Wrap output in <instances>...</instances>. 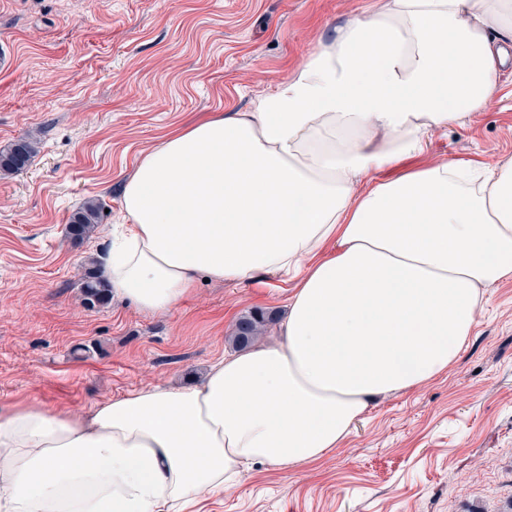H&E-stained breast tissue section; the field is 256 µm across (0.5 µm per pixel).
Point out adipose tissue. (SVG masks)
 <instances>
[{
	"instance_id": "1",
	"label": "adipose tissue",
	"mask_w": 512,
	"mask_h": 512,
	"mask_svg": "<svg viewBox=\"0 0 512 512\" xmlns=\"http://www.w3.org/2000/svg\"><path fill=\"white\" fill-rule=\"evenodd\" d=\"M511 41L512 0H378L251 108L144 153L105 248L115 295L166 313L203 278L292 272L282 341L85 421L0 408V512H191L250 463L318 461L377 397L446 372L485 288L512 279V158L402 165L488 109Z\"/></svg>"
}]
</instances>
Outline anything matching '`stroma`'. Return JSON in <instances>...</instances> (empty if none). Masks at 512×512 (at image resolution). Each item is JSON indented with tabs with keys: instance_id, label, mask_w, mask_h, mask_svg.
Listing matches in <instances>:
<instances>
[{
	"instance_id": "obj_1",
	"label": "stroma",
	"mask_w": 512,
	"mask_h": 512,
	"mask_svg": "<svg viewBox=\"0 0 512 512\" xmlns=\"http://www.w3.org/2000/svg\"><path fill=\"white\" fill-rule=\"evenodd\" d=\"M375 0H0V149L37 140L0 176V407L18 401L90 417L150 385L189 386L233 353L234 323L272 317L279 279L201 283L169 313L110 298L90 308L82 266L122 223L120 189L141 154L211 112L248 109L287 80L325 31ZM512 158V57L488 111L410 159L492 165ZM96 231L66 226L85 199ZM448 372L382 398L322 459L253 464L198 512H512V280L487 290ZM37 145L36 140L25 137L14 142L9 148L0 150V173L12 175L23 172L37 152ZM103 203L98 198L87 199L71 216L68 233L75 239H84L95 232Z\"/></svg>"
}]
</instances>
